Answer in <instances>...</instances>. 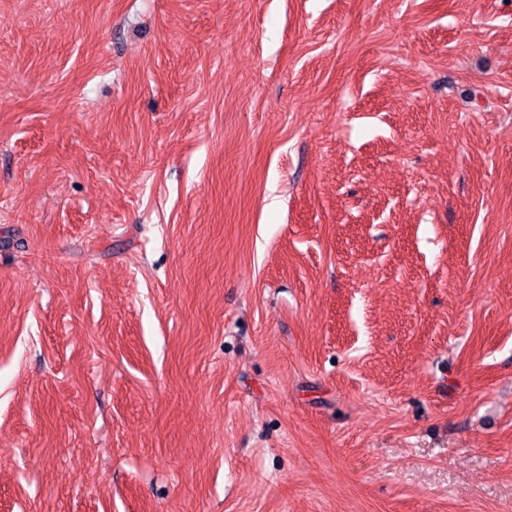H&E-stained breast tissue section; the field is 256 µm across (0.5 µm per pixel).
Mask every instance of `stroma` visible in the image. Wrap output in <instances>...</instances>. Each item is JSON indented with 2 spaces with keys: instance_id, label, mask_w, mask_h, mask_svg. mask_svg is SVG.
I'll list each match as a JSON object with an SVG mask.
<instances>
[{
  "instance_id": "35a3bbf8",
  "label": "stroma",
  "mask_w": 512,
  "mask_h": 512,
  "mask_svg": "<svg viewBox=\"0 0 512 512\" xmlns=\"http://www.w3.org/2000/svg\"><path fill=\"white\" fill-rule=\"evenodd\" d=\"M0 512H512V0H0Z\"/></svg>"
}]
</instances>
